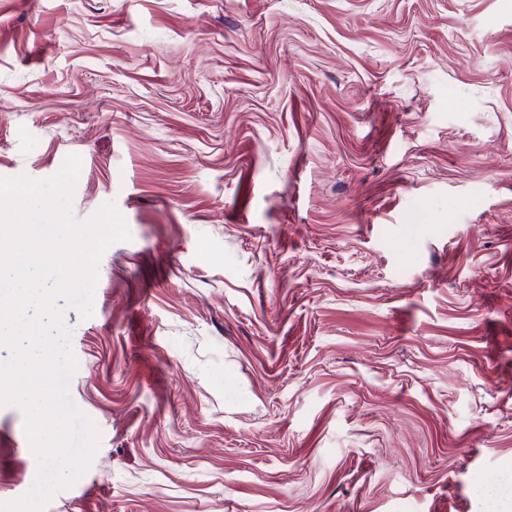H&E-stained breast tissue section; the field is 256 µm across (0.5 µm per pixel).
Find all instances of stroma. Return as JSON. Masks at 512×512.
<instances>
[{"label":"stroma","mask_w":512,"mask_h":512,"mask_svg":"<svg viewBox=\"0 0 512 512\" xmlns=\"http://www.w3.org/2000/svg\"><path fill=\"white\" fill-rule=\"evenodd\" d=\"M71 154L131 238L44 512H512V0H0V176Z\"/></svg>","instance_id":"stroma-1"}]
</instances>
